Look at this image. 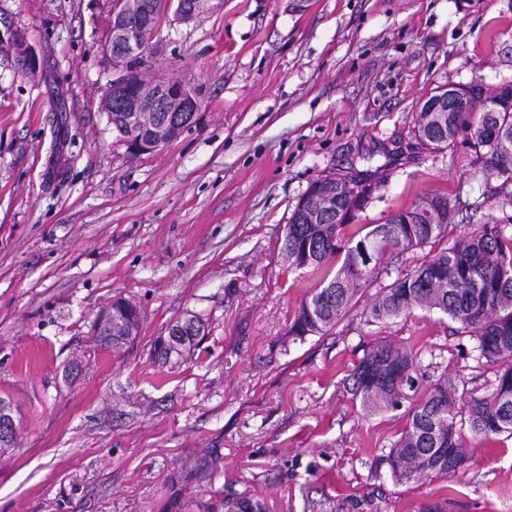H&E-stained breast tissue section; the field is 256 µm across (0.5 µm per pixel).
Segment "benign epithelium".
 <instances>
[{"mask_svg": "<svg viewBox=\"0 0 512 512\" xmlns=\"http://www.w3.org/2000/svg\"><path fill=\"white\" fill-rule=\"evenodd\" d=\"M221 3L223 0H181L174 7L168 8L172 15L161 16L154 29H159L169 19L177 23H189ZM138 12L139 0L111 2L112 36L102 50L116 70L124 69L134 61L145 66L153 54L134 26ZM0 49L10 54L15 64L35 73L40 71L39 54L17 30L0 28ZM125 85L123 75L112 80L103 99V108L107 113H112V98L125 94ZM467 90L469 87L465 85L450 86L441 96L421 102L420 107L426 112H444L448 100L463 95ZM200 100L198 88L177 78L144 79L139 93L125 99L126 111L131 114L130 122L134 125V128L121 134L127 152L132 156L153 153L179 137L199 112Z\"/></svg>", "mask_w": 512, "mask_h": 512, "instance_id": "1", "label": "benign epithelium"}]
</instances>
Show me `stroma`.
<instances>
[{"label":"stroma","mask_w":512,"mask_h":512,"mask_svg":"<svg viewBox=\"0 0 512 512\" xmlns=\"http://www.w3.org/2000/svg\"><path fill=\"white\" fill-rule=\"evenodd\" d=\"M108 18L107 0H0V27L43 58L32 77L0 52V398L16 424L0 512H224L244 491L270 512H512V439L467 435L458 473L399 483L373 459L402 411L365 413L344 388L382 338L416 353L418 392L445 374L489 394L475 339L421 309L295 339L320 275L281 251L312 181L376 170L358 223L438 190L461 228L492 217L512 235L468 145L414 139L437 90L512 82V0H224L164 24L151 70L201 89V109L136 158L101 110ZM116 295L141 309L140 335L95 350ZM189 315L206 335L155 363L156 338Z\"/></svg>","instance_id":"obj_1"}]
</instances>
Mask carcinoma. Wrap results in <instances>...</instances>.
<instances>
[{
  "label": "carcinoma",
  "mask_w": 512,
  "mask_h": 512,
  "mask_svg": "<svg viewBox=\"0 0 512 512\" xmlns=\"http://www.w3.org/2000/svg\"><path fill=\"white\" fill-rule=\"evenodd\" d=\"M170 0H140V26L166 12ZM437 128L446 148L463 136L476 157L500 180L497 196L512 205V98L504 99L497 112H475L470 102L461 101L454 111L442 114ZM357 190L345 192L341 201L320 206L326 188H336V178L310 183L285 227L282 252L295 269L318 271L338 262L331 278L324 277L311 289L296 311L288 335L301 339L324 335L335 328L356 306L363 288L386 273V257L405 252L422 253L412 273L394 279L379 289L380 297L363 312L366 322L398 317L416 308L438 310L459 324L458 332L476 337L479 358L498 367L496 386L485 396L458 397V382L439 378L404 412L406 424L388 452L375 457V471L387 469L397 482L415 477L446 476L467 463L466 442L457 430V417L467 415L471 431L485 438L505 435L512 439V236L505 225L492 219L477 228L458 233L457 208L444 193L426 192L411 205L396 210L382 224L357 227L336 223L338 209L348 214L362 211L359 201L365 187L346 178ZM446 205L448 222H422L420 207L427 200ZM112 308L124 311L122 327L94 337L97 346L119 349L139 334L142 316L131 302L116 298ZM205 329L196 316L176 328L173 336H160L154 345L155 358L166 364L181 358ZM416 357L412 352L374 340L363 350L346 388L368 413L397 410L405 401L404 386L414 383ZM442 450L444 461H432L433 449ZM224 512H266L264 501L247 492L224 498Z\"/></svg>",
  "instance_id": "cac0c4a2"
}]
</instances>
